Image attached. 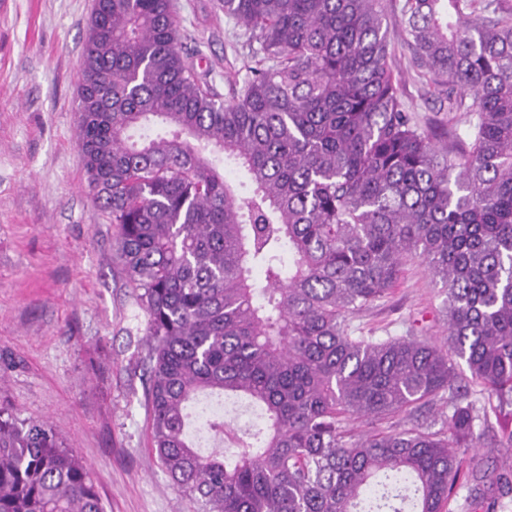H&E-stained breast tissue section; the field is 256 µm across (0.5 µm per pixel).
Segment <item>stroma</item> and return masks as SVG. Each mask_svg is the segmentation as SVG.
<instances>
[{
    "instance_id": "stroma-1",
    "label": "stroma",
    "mask_w": 512,
    "mask_h": 512,
    "mask_svg": "<svg viewBox=\"0 0 512 512\" xmlns=\"http://www.w3.org/2000/svg\"><path fill=\"white\" fill-rule=\"evenodd\" d=\"M182 49L221 99L255 44L219 0H173ZM94 0H0V409L45 422L89 468L104 512H198L149 450L140 352L146 314L112 256L114 226L87 189L76 142L82 48ZM398 92L417 121L447 124L441 97L389 33ZM446 294L418 258L357 334H446Z\"/></svg>"
}]
</instances>
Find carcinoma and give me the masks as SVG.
<instances>
[{
	"label": "carcinoma",
	"mask_w": 512,
	"mask_h": 512,
	"mask_svg": "<svg viewBox=\"0 0 512 512\" xmlns=\"http://www.w3.org/2000/svg\"><path fill=\"white\" fill-rule=\"evenodd\" d=\"M222 4L259 44L229 101L198 82L173 0H96L83 46L77 140L147 317L151 450L202 512L512 499V470L464 467L512 448L469 389L512 405V0H403L414 67L465 117L440 133L397 90L387 0ZM408 256L442 283L445 341L353 335ZM201 394L247 400L264 426L226 446L212 417L221 444L201 452L185 413ZM0 512L103 506L73 449L0 414Z\"/></svg>",
	"instance_id": "obj_1"
}]
</instances>
